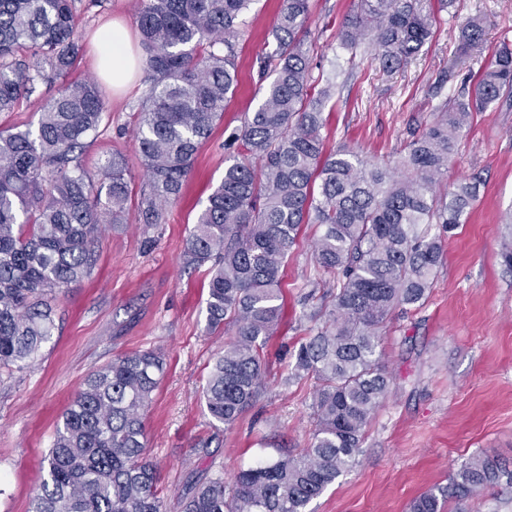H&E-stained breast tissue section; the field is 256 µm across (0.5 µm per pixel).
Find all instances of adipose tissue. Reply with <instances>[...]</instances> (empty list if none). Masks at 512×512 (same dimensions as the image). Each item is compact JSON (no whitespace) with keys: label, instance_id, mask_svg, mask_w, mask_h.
<instances>
[{"label":"adipose tissue","instance_id":"obj_1","mask_svg":"<svg viewBox=\"0 0 512 512\" xmlns=\"http://www.w3.org/2000/svg\"><path fill=\"white\" fill-rule=\"evenodd\" d=\"M101 76L113 90H121L137 73V56L127 30L120 25L100 29L94 41Z\"/></svg>","mask_w":512,"mask_h":512}]
</instances>
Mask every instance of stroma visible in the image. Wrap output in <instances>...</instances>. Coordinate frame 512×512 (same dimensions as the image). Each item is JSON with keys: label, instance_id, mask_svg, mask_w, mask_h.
<instances>
[{"label": "stroma", "instance_id": "stroma-1", "mask_svg": "<svg viewBox=\"0 0 512 512\" xmlns=\"http://www.w3.org/2000/svg\"><path fill=\"white\" fill-rule=\"evenodd\" d=\"M353 0H310L304 37L313 75L333 80L323 110L326 151L348 147L373 162L396 161L404 146L434 120V108L475 79L512 28V0H429L436 18L423 51L393 74L380 72L369 43L356 49L337 37ZM281 0H255L232 42L239 85L222 120L199 150L183 195L163 220L145 224L130 208L123 224L106 225L91 275L55 301V327L27 365L0 375V512H32L40 462L56 425L87 375L113 358L155 350L165 372L144 411L147 454L157 466L167 512H180L188 482L223 477L278 449L297 453L314 430V376L290 379L304 338L325 324V293L334 276L312 252L317 227L303 225L282 281L286 323L265 350L268 374L254 407L231 427L213 421L203 388L229 337L207 334V268L183 263L198 211L238 157L234 142L262 94L259 59L272 52L271 30ZM80 51L72 79L96 77L92 38L120 21L139 41L135 0H75ZM480 17L483 48L456 70L459 28ZM148 80L138 71L120 92L99 90L107 110L82 155L88 169L123 156L132 187L144 171L133 129ZM482 179L480 199L444 238L445 261L418 306L393 310L380 330L381 361L391 376L387 396L368 424L353 465L309 506V512H408L421 493L448 484L471 456L512 459V271L500 263L504 214L512 210V108L504 101L473 113L450 168L449 183Z\"/></svg>", "mask_w": 512, "mask_h": 512}]
</instances>
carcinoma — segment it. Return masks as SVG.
Returning a JSON list of instances; mask_svg holds the SVG:
<instances>
[{"label": "carcinoma", "mask_w": 512, "mask_h": 512, "mask_svg": "<svg viewBox=\"0 0 512 512\" xmlns=\"http://www.w3.org/2000/svg\"><path fill=\"white\" fill-rule=\"evenodd\" d=\"M75 0H0V112L42 84L56 93L37 128L0 130V369L29 360L52 334L53 302L96 265L102 218L126 220L132 195L125 159L88 170L81 157L105 104L93 80L71 81L79 53ZM253 0H138L137 22L148 87L134 131L145 172L138 212L159 224L179 199L199 148L223 118L238 85L230 42ZM309 0H283L274 51L260 62L259 106L236 137L242 158L224 169L189 235L184 263L211 264L206 325L233 340L217 356L203 397L211 418L232 426L263 393L264 349L283 327L281 281L304 224H316L314 257L338 273L325 327L299 344L291 377L319 381L315 429L295 455L192 483L182 512H307L355 461L365 428L390 376L378 351L392 310L426 296L443 262L441 235L455 230L479 200L472 175L440 191L472 113L512 99V39L503 34L475 83L436 108V118L403 149L397 165L342 149L325 153L323 106L335 84L313 77L300 36ZM435 18L425 0H356L340 29L343 45L369 36L374 59L390 73L428 43ZM483 20L460 27V58L480 48ZM500 256L512 271V212ZM163 356L136 351L94 369L64 410L44 458L32 512H165L146 453L142 412L164 373ZM509 463L475 456L451 483L416 497L410 512H441L449 499L476 496L502 479Z\"/></svg>", "instance_id": "carcinoma-1"}]
</instances>
